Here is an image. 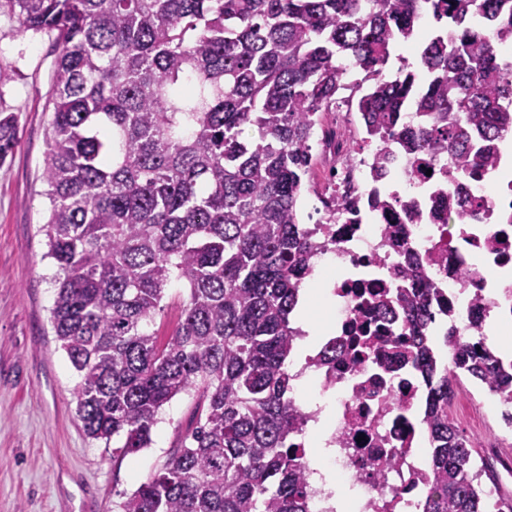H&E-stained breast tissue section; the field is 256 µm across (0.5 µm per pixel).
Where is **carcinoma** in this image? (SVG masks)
I'll use <instances>...</instances> for the list:
<instances>
[{
  "label": "carcinoma",
  "mask_w": 512,
  "mask_h": 512,
  "mask_svg": "<svg viewBox=\"0 0 512 512\" xmlns=\"http://www.w3.org/2000/svg\"><path fill=\"white\" fill-rule=\"evenodd\" d=\"M19 29L56 33L41 231L58 273L52 324L78 374L86 435L126 457L165 404L195 393L165 467L118 512H309L306 449L288 446L291 315L311 244L298 230L314 113L352 63L369 126L453 172L490 165L512 132V0H5ZM412 46L398 79L394 46ZM253 129L257 136L245 139ZM20 144L0 114V164ZM187 291L164 343L151 325L172 280ZM413 323L427 385L433 478L424 512H488L494 463L448 405L465 377L512 399V361L446 336L442 364Z\"/></svg>",
  "instance_id": "cac0c4a2"
}]
</instances>
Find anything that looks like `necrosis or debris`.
Returning <instances> with one entry per match:
<instances>
[{"mask_svg":"<svg viewBox=\"0 0 512 512\" xmlns=\"http://www.w3.org/2000/svg\"><path fill=\"white\" fill-rule=\"evenodd\" d=\"M312 140L316 174L300 225L314 244L311 273L344 263L304 364L335 413L328 464L338 487L357 493L356 512H420L432 473L417 458L430 439L400 298L424 295L429 335L451 332L463 345L512 322V161L498 140L480 177L456 178L447 156L415 158L375 139L346 102L319 113ZM382 304L394 315L380 324Z\"/></svg>","mask_w":512,"mask_h":512,"instance_id":"1","label":"necrosis or debris"}]
</instances>
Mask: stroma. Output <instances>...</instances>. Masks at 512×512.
Masks as SVG:
<instances>
[{"label": "stroma", "mask_w": 512, "mask_h": 512, "mask_svg": "<svg viewBox=\"0 0 512 512\" xmlns=\"http://www.w3.org/2000/svg\"><path fill=\"white\" fill-rule=\"evenodd\" d=\"M55 36L20 31L0 10V112L18 120L21 142L0 165V512H114L166 464L184 436L195 398L163 408L153 443L125 458L89 438L76 413L78 375L50 321L54 261L40 228L48 219L40 179L51 119ZM449 414L483 448L499 432L493 413L457 388Z\"/></svg>", "instance_id": "35a3bbf8"}]
</instances>
